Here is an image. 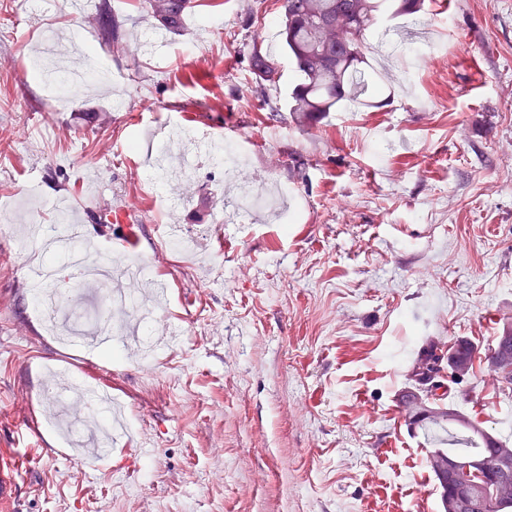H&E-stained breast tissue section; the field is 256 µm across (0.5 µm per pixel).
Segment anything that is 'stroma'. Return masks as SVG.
I'll return each instance as SVG.
<instances>
[{
	"label": "stroma",
	"instance_id": "35a3bbf8",
	"mask_svg": "<svg viewBox=\"0 0 512 512\" xmlns=\"http://www.w3.org/2000/svg\"><path fill=\"white\" fill-rule=\"evenodd\" d=\"M73 0H0V448L23 455L17 512H440L432 436L398 401L429 340L487 348L512 318V0H424L381 20L365 72L388 101L290 112L257 93L250 54L283 0H198L186 30L155 29L146 0H110L124 23L97 49L104 80L66 110L34 70L44 33L96 30ZM441 55H408L422 38ZM123 98L116 112L112 103ZM231 140L235 175L174 167L183 132ZM288 189L280 220L223 224L227 190ZM78 210L98 253L152 268L128 280L154 308L147 344L114 337L119 363L57 339L33 299L28 224ZM106 223H98L99 214ZM177 225L194 244L164 243ZM99 387L130 426L110 457L66 451L50 414L58 376ZM447 406L512 442V397L483 358Z\"/></svg>",
	"mask_w": 512,
	"mask_h": 512
}]
</instances>
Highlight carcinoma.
Returning <instances> with one entry per match:
<instances>
[{
	"label": "carcinoma",
	"instance_id": "obj_1",
	"mask_svg": "<svg viewBox=\"0 0 512 512\" xmlns=\"http://www.w3.org/2000/svg\"><path fill=\"white\" fill-rule=\"evenodd\" d=\"M421 0H283L284 46L291 58L298 83L292 90L289 111L310 118L336 108L342 100L355 101L366 89L358 88L359 65L365 63L364 37L381 17L415 12ZM152 16L170 33L184 29V17L193 8L192 0H147ZM100 45L112 49L122 40L121 24L110 12L108 0H102L97 13ZM253 68L269 83H275L278 65L275 59L253 44ZM436 342L430 341L419 351L413 369V389L431 396L427 401L426 423L453 425L462 432H448L444 447L432 448L426 458L432 466L436 454L455 455L465 459L489 453L503 440L484 439V430L456 409L439 404L436 390L441 388ZM475 512H512V492L507 497L495 494L489 484L486 495L477 498Z\"/></svg>",
	"mask_w": 512,
	"mask_h": 512
}]
</instances>
